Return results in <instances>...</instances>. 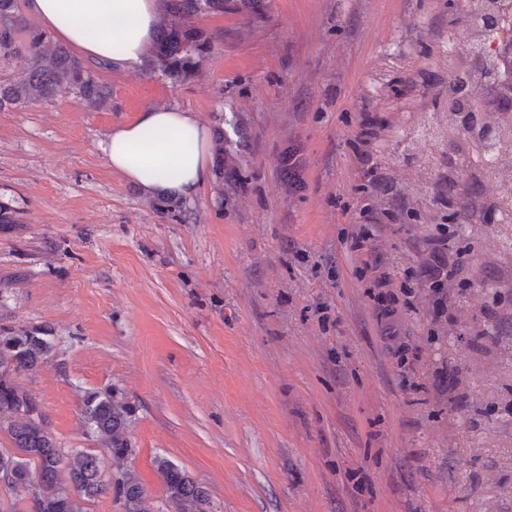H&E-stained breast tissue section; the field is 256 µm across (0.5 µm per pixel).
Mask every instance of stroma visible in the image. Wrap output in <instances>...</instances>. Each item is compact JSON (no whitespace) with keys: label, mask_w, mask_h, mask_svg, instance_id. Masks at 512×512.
<instances>
[{"label":"stroma","mask_w":512,"mask_h":512,"mask_svg":"<svg viewBox=\"0 0 512 512\" xmlns=\"http://www.w3.org/2000/svg\"><path fill=\"white\" fill-rule=\"evenodd\" d=\"M192 24L214 48L186 81L93 59L111 106L66 94L0 111V204L15 218L0 224V327L54 338L17 378L54 441L92 447L79 403L112 387L154 512L170 510L159 456L213 512H484L492 479L495 512H512V468L486 446L512 379L477 371L469 325L433 324L416 278L419 241L444 222L448 162L416 133L447 110L465 15L448 0H262ZM151 106L224 134V175L187 198L186 221L101 149ZM364 112L390 122L375 161L397 193L372 214L350 147ZM358 224L383 225L381 260L414 290L392 341L351 262ZM447 369L467 380V406L424 392ZM464 433L476 447H457Z\"/></svg>","instance_id":"35a3bbf8"}]
</instances>
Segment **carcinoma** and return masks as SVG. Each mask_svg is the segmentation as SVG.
<instances>
[{
    "label": "carcinoma",
    "instance_id": "1",
    "mask_svg": "<svg viewBox=\"0 0 512 512\" xmlns=\"http://www.w3.org/2000/svg\"><path fill=\"white\" fill-rule=\"evenodd\" d=\"M161 31L151 50L149 72L182 82L197 73L213 49L211 38L189 24V19L213 11H235L236 0H162ZM20 29L19 0H0V58L15 49ZM45 33L28 31L26 53L29 65L19 76L0 74V110L30 103H51L68 93L90 108L112 100V85L102 81L70 49L58 44L44 50ZM455 56L448 57V99H472V73L458 76ZM457 128L479 127L487 131L495 123L471 111L466 114L448 107ZM474 149L462 139L448 145V165L463 169L462 162ZM52 338L43 330L3 328L0 334V430L7 432L11 447L0 448V476L5 487L27 493L32 512H81L75 497L92 501L112 491L122 500L123 512H153L137 477L122 473L104 479L103 474L133 453L126 429L131 408L121 393L112 389L87 392L80 414L87 432L108 452L101 456L94 448H60L47 431L40 401L17 383L23 372L35 371L51 354ZM156 472L164 484L172 512H212L208 491L186 471L165 458L155 460Z\"/></svg>",
    "mask_w": 512,
    "mask_h": 512
}]
</instances>
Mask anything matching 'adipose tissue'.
<instances>
[{
	"mask_svg": "<svg viewBox=\"0 0 512 512\" xmlns=\"http://www.w3.org/2000/svg\"><path fill=\"white\" fill-rule=\"evenodd\" d=\"M56 38L84 55L143 66L162 18L160 0H29ZM214 134L194 114L154 106L107 136L102 150L114 172L144 195L192 196L210 177Z\"/></svg>",
	"mask_w": 512,
	"mask_h": 512,
	"instance_id": "ef3b65f1",
	"label": "adipose tissue"
}]
</instances>
